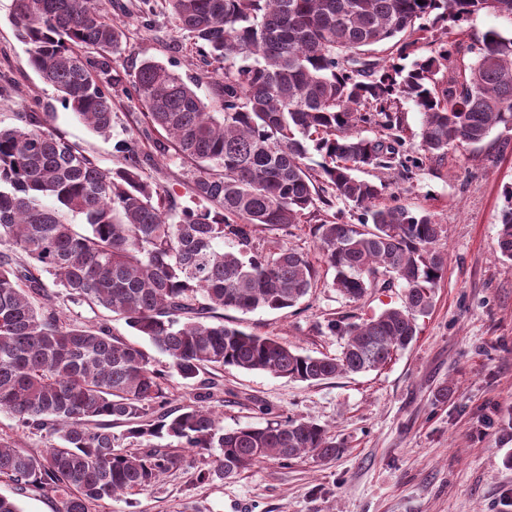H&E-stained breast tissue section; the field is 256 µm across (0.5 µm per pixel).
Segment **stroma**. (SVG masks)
I'll use <instances>...</instances> for the list:
<instances>
[{
  "label": "stroma",
  "instance_id": "1",
  "mask_svg": "<svg viewBox=\"0 0 512 512\" xmlns=\"http://www.w3.org/2000/svg\"><path fill=\"white\" fill-rule=\"evenodd\" d=\"M99 7L124 26L108 72L115 80L111 136L95 134L64 108L59 92L31 66L12 22L13 0H0V127L15 125L19 113L41 112L47 130L80 144L106 169L123 165L119 144H134L154 187L188 205L187 166L143 136V108L123 84L153 59L197 84L205 98L218 65L197 54L169 0H99ZM491 29L511 36L512 17L479 13L448 39L464 48ZM361 176L385 181L380 204L430 212L443 227L445 274L432 309L417 320L414 341L377 370L318 384L228 367L214 373L219 388L209 402L227 428L262 427L274 415L312 421L341 443L342 453L330 460H267L235 478L201 482L202 458L182 448L180 464L153 489L120 495L95 512H512V262L497 249L505 193L512 189V131L497 128L480 145L449 151L441 169L426 161L406 175L365 169ZM334 211L342 221H358L357 211L339 202L330 210L317 207L289 230L256 232L265 249L287 245L306 253L318 280L294 307L228 309L225 323L302 354L335 355L343 340L328 331V320L347 315L360 322L402 306L398 283L358 300L331 288L334 273L323 262L315 228ZM52 303L65 322H104L113 336L137 339L121 315L63 293Z\"/></svg>",
  "mask_w": 512,
  "mask_h": 512
}]
</instances>
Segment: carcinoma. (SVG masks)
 Returning <instances> with one entry per match:
<instances>
[{
    "mask_svg": "<svg viewBox=\"0 0 512 512\" xmlns=\"http://www.w3.org/2000/svg\"><path fill=\"white\" fill-rule=\"evenodd\" d=\"M205 59L224 64L211 80L220 111L182 77L143 62L130 93L146 126L161 129L162 154L194 169L192 205L176 204L144 176L124 147L126 165L104 169L76 143L44 130L38 112L0 129V411L24 434L49 441L30 454L0 437V476L22 493H53L57 512H92L128 491H147L180 458L172 443L220 449L204 480L239 475L266 459L325 460L336 445L320 425L286 418L226 429L205 406L209 369L233 366L310 383L376 370L410 345L417 317L429 312L443 278L442 225L426 211L376 205L384 183L362 167L420 164L401 158L400 100L422 114L421 147L437 166L448 150L512 131V36L491 30L471 45L469 62L442 37L480 12L512 16V0H171ZM18 36L31 63L62 103L94 132L112 130L109 68L82 47L118 50L124 32L98 0H14ZM437 50L407 67L418 34ZM448 74L444 80L439 74ZM370 127L374 136L362 135ZM320 160L313 161V156ZM498 234L512 260V191ZM342 201L357 224L334 216L317 225L331 287L356 300L396 280L405 302L361 323L331 319L340 355H302L276 338L224 323L223 311L294 306L317 281L309 257L290 246L266 251L258 229L288 231L316 203ZM81 218L77 226L64 219ZM229 248H224V245ZM90 307L122 315L170 358L156 368L137 344L109 328L67 324L53 308L45 276ZM195 389L194 402L167 408V377ZM127 426L116 435L112 428ZM130 439L138 449L121 442Z\"/></svg>",
    "mask_w": 512,
    "mask_h": 512,
    "instance_id": "obj_1",
    "label": "carcinoma"
}]
</instances>
